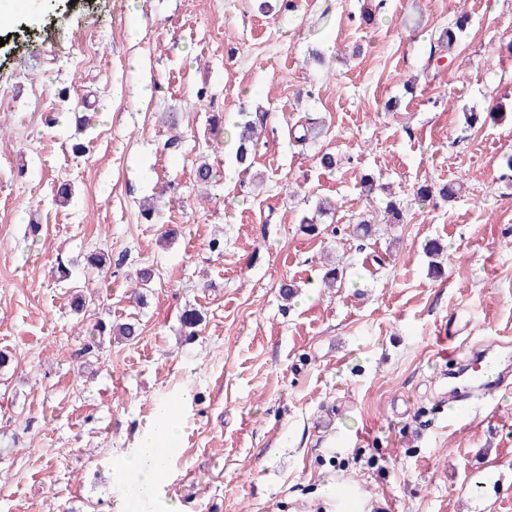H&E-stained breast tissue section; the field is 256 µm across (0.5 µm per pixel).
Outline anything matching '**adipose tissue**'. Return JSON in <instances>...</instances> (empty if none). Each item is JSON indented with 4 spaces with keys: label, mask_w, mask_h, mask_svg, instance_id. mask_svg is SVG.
<instances>
[{
    "label": "adipose tissue",
    "mask_w": 512,
    "mask_h": 512,
    "mask_svg": "<svg viewBox=\"0 0 512 512\" xmlns=\"http://www.w3.org/2000/svg\"><path fill=\"white\" fill-rule=\"evenodd\" d=\"M177 432V425L168 422L162 409H155L152 418L138 429L131 455L119 461V471L155 482L165 469L162 449L167 440L176 438Z\"/></svg>",
    "instance_id": "obj_1"
}]
</instances>
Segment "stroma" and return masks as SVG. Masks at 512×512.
I'll list each match as a JSON object with an SVG mask.
<instances>
[{
  "instance_id": "1",
  "label": "stroma",
  "mask_w": 512,
  "mask_h": 512,
  "mask_svg": "<svg viewBox=\"0 0 512 512\" xmlns=\"http://www.w3.org/2000/svg\"><path fill=\"white\" fill-rule=\"evenodd\" d=\"M365 6L42 0L0 26V512H123L133 494L142 512H345L340 486L361 512H512V380L453 421L437 356L512 335V0H384L368 22ZM259 109L253 163L228 180L230 134ZM309 117L323 131L304 141ZM449 183L457 198L416 196ZM392 198L403 223L383 220ZM334 263L342 284L322 287ZM161 398L180 434L164 484L141 488L114 463ZM486 469L500 483L479 499Z\"/></svg>"
}]
</instances>
